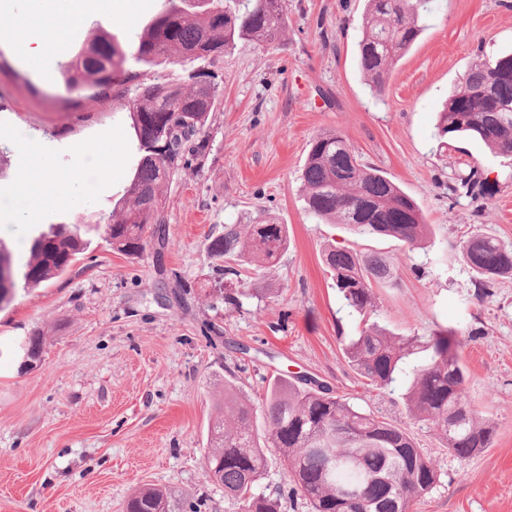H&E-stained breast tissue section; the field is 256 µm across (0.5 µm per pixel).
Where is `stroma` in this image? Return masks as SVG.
<instances>
[{
	"label": "stroma",
	"mask_w": 512,
	"mask_h": 512,
	"mask_svg": "<svg viewBox=\"0 0 512 512\" xmlns=\"http://www.w3.org/2000/svg\"><path fill=\"white\" fill-rule=\"evenodd\" d=\"M166 7L137 0L129 13L90 18L51 49L45 72L0 45V240L21 262L54 224L88 227L91 241L61 277L18 289L0 311V512H123L146 485L189 496L201 512H238L203 469L213 399L228 377L260 399L277 374L318 378L411 432L439 475L412 512H512V277L478 288L459 249L476 224L512 248V162L481 141L437 134L470 64L512 52V0H428L420 41L379 95L355 61L364 0H287L278 45L241 41L212 65L154 67L186 87L212 72L220 98L205 157L160 189L167 246L127 257L99 229L137 164L129 117L111 98L71 96L59 73L90 34L130 40ZM330 129L416 201L431 226L422 245L362 239L308 215L301 171L312 137ZM45 162L76 173L71 197L33 216L15 211V185L40 191ZM473 167L487 180L480 196L449 200V182ZM248 215L287 225L290 244L261 281L272 297L238 309L218 290L224 272L206 243ZM329 243L393 263L395 280L375 290L381 326L418 336L473 331L462 357L469 397L494 425L489 448L460 460L398 395L363 387L344 359L341 339L359 319L324 265ZM34 332L46 337L41 361L19 371L16 348ZM259 490L279 495L281 512H310L277 454Z\"/></svg>",
	"instance_id": "stroma-1"
}]
</instances>
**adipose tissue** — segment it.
Here are the masks:
<instances>
[{"label":"adipose tissue","mask_w":512,"mask_h":512,"mask_svg":"<svg viewBox=\"0 0 512 512\" xmlns=\"http://www.w3.org/2000/svg\"><path fill=\"white\" fill-rule=\"evenodd\" d=\"M124 4L125 0H26L27 25L12 41L32 65L42 67L50 61L49 44L65 45L93 11L109 14L122 10ZM42 174L45 193L36 196L24 186L15 188L13 196L19 209L27 212L58 202V188L74 187L72 177L58 175L52 168H44Z\"/></svg>","instance_id":"1"}]
</instances>
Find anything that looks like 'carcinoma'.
<instances>
[{
    "instance_id": "carcinoma-1",
    "label": "carcinoma",
    "mask_w": 512,
    "mask_h": 512,
    "mask_svg": "<svg viewBox=\"0 0 512 512\" xmlns=\"http://www.w3.org/2000/svg\"><path fill=\"white\" fill-rule=\"evenodd\" d=\"M421 2L365 0L357 57L378 94L423 31ZM286 25V0H210L207 8L169 0V8L132 41L95 34L63 67L69 91L88 87L97 96L112 95L134 132L139 160L117 204L119 213L106 224L113 251L137 256L149 240L165 242L159 187L188 157L205 155L204 133L219 92L211 81L185 88L159 80L149 69L173 57L179 64L193 61L197 53L212 64L239 41L270 46L280 42ZM130 61L146 70L127 68ZM483 88L489 94H482ZM438 129L442 137L478 139L512 161V54L482 57L471 65L464 86L448 96L439 113ZM301 183L306 211L319 221L345 224L363 238L392 237L410 248L425 238L427 224L417 203L384 172L361 162L338 130L312 138ZM481 184V173L473 168L448 184V196L474 195ZM87 244L80 228L64 227L34 238L29 260L20 264L0 242V309L14 299L17 278L24 287L37 288L64 274ZM287 249L288 225L269 219L249 216L209 236L210 258L224 264V275L238 278L239 287L225 289L224 301L235 305L242 297H269L270 289L250 287L241 272L271 270ZM460 251L480 288L512 276V248L478 227ZM323 257L346 306L362 316L363 327L343 348L348 366L381 392L404 378L406 409L415 422L436 431L456 457L469 459L489 447L492 423L470 403L461 354L473 331L439 330L424 342L394 334L370 321L377 313L373 288L395 277L391 263L332 246ZM44 340L40 333L27 338L23 348L30 361L40 360ZM267 448L279 453L287 483L310 512H410L438 482L432 459L406 429L333 395L322 383L275 377L256 405L232 382H224L204 468L240 512H279L278 498L257 491ZM352 487L358 488V497H345ZM197 507L186 497L150 486L134 492L125 505L126 512H198Z\"/></svg>"
}]
</instances>
